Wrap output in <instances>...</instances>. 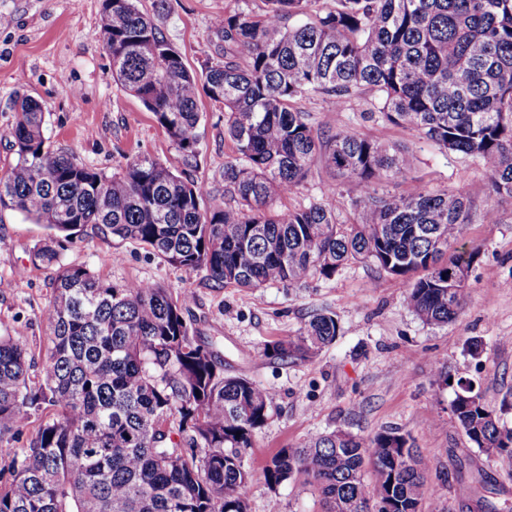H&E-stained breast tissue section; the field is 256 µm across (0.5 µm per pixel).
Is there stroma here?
I'll return each mask as SVG.
<instances>
[{"label":"stroma","mask_w":512,"mask_h":512,"mask_svg":"<svg viewBox=\"0 0 512 512\" xmlns=\"http://www.w3.org/2000/svg\"><path fill=\"white\" fill-rule=\"evenodd\" d=\"M263 0H172L159 25L186 66L200 70L214 57L211 24L225 9L260 11ZM102 0H0V173L14 163L11 128L16 98L37 100L45 113L44 136L57 149L92 168L112 172L126 159L167 162L183 176L224 192V164L235 157L224 136V107L200 96L196 155L179 152L141 102L112 77L99 40ZM316 129L336 126L381 143L407 147L410 182L431 189L465 188L472 220L464 231L478 256L466 283L461 314L443 327L423 323L406 305L401 280L368 263H350L325 279L286 287L247 290L219 286L205 272L163 262L139 242L87 229L63 243L60 259L83 266L116 286L152 282L192 299L185 313L191 336L212 345L225 374L244 376L268 389L273 400L244 462L251 474L248 512H323L317 492L298 481L270 487L267 461L283 448H297L338 427L367 438L394 429L430 464L421 512H488V504L512 502V458H486L473 448L449 411L454 390L443 375L473 383L485 405L512 425L503 399L512 394V198L492 197L485 170L474 157L443 154L414 132L373 118L367 96L336 111L330 99L300 100ZM329 173L315 167L307 182L278 198L276 208L328 201L339 220L349 216L346 187L323 195ZM410 182L387 181L394 195ZM493 211L485 220V211ZM47 230L11 209H0V336L22 342L34 357L32 376L42 374L51 330L44 310L53 293L51 270L35 266L33 254ZM336 315L340 334L308 361L283 363L263 357L264 347L297 336L309 316ZM483 350L471 355L470 340Z\"/></svg>","instance_id":"obj_1"}]
</instances>
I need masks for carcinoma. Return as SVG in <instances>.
<instances>
[{
    "instance_id": "carcinoma-1",
    "label": "carcinoma",
    "mask_w": 512,
    "mask_h": 512,
    "mask_svg": "<svg viewBox=\"0 0 512 512\" xmlns=\"http://www.w3.org/2000/svg\"><path fill=\"white\" fill-rule=\"evenodd\" d=\"M259 13L226 10L212 23L219 59L190 73L135 0H103L96 39L112 77L154 114L186 156L196 153L199 93L224 105L237 157L224 163V195L171 166L140 157L107 175L50 149L44 115L15 103L16 161L0 176V208L54 233L34 260L55 268L44 319L52 330L43 377L33 356L0 336V443L39 421L28 448L0 461V512H248L243 454L272 397L224 374L211 346L189 334L187 293L155 283L116 287L60 262L54 237L86 227L136 240L165 262L224 286L256 289L329 278L370 262L403 281L407 307L442 326L466 303L476 251L448 255L471 222L463 188L380 189L411 167L399 144L341 126L319 132L295 102L325 95L336 107L372 97L384 122L444 153L478 158L490 194L512 197V0H263ZM320 164L350 185L352 222L324 202L286 211L275 199ZM339 333L316 313L299 336L267 346L270 359L308 360ZM469 442L512 457L506 427L469 386L449 403ZM430 466L409 439H363L338 427L267 462L265 480H299L349 512H421Z\"/></svg>"
}]
</instances>
